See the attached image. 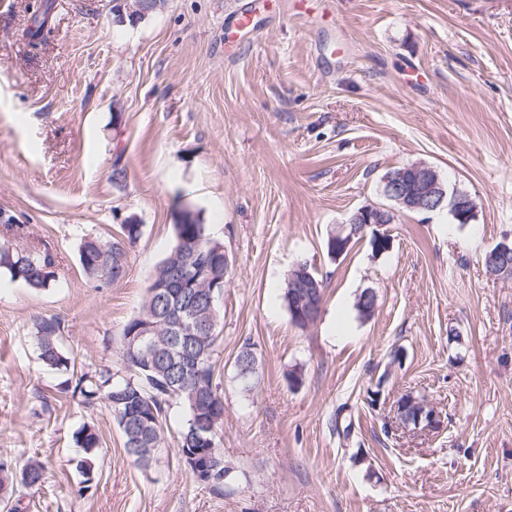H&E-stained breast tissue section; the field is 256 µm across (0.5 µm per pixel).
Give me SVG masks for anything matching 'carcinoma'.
<instances>
[{
	"label": "carcinoma",
	"instance_id": "cac0c4a2",
	"mask_svg": "<svg viewBox=\"0 0 512 512\" xmlns=\"http://www.w3.org/2000/svg\"><path fill=\"white\" fill-rule=\"evenodd\" d=\"M0 224L13 232V242L0 246V273L36 290L52 287L56 281L53 256L29 244L24 225L17 223L15 216L1 211ZM174 228L176 242L173 250L156 265L137 316L122 330L123 362L129 377L119 378L107 369L94 374L83 373L73 395L80 396L86 406L100 401L105 404L121 432L127 457L144 468L155 462L159 455L157 449L163 444V420L167 409L174 403L183 405L187 420L179 439L182 461L188 462L187 454L192 452L211 456V471L206 475L198 474L192 468L188 472L195 482L221 494L232 478V469L226 465L217 443L224 426V399L215 382L218 333L202 293L210 284H226L230 270L224 267V254L218 252L222 244L209 237L205 225L194 213L182 211ZM121 234V239L115 241L86 237L79 246L82 273L96 288L107 287L126 276L128 249L121 248V244H134L142 234V225L123 224ZM189 260L201 273V288L183 297L181 302L194 313L202 331L185 339L186 352L199 357L196 370L185 373L181 362L170 359L164 350L147 358L138 351H130L127 345L128 337L143 322H158L164 310L158 289L182 277ZM34 340L39 359L46 368L62 373L75 368L74 359L62 345L57 320H39ZM74 441L82 449V455L73 458L71 464L88 483L92 480L93 458L101 447L95 425L83 424L75 432ZM43 482L41 462L34 460L17 470L0 457V498L12 503V512H17V506L13 505L16 485L38 488Z\"/></svg>",
	"mask_w": 512,
	"mask_h": 512
}]
</instances>
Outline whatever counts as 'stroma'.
Segmentation results:
<instances>
[{"label": "stroma", "instance_id": "obj_1", "mask_svg": "<svg viewBox=\"0 0 512 512\" xmlns=\"http://www.w3.org/2000/svg\"><path fill=\"white\" fill-rule=\"evenodd\" d=\"M118 7L0 0V211L57 273L46 290L0 276V455L46 468L17 492L23 512H512V278L482 262L512 239V0H163L133 25ZM416 162L467 192L475 220L400 211L388 252L329 258L337 225L386 204L382 175ZM186 208L231 261L216 381L236 479L221 494L183 465L181 405L141 469L110 412L61 391L33 342L53 317L76 373L123 371L122 329ZM131 214L127 274L94 288L80 240L120 238ZM302 261L325 285L307 330L282 298ZM246 342L249 392L233 368ZM407 394L439 428L398 427ZM86 423L102 442L88 486L71 464Z\"/></svg>", "mask_w": 512, "mask_h": 512}]
</instances>
